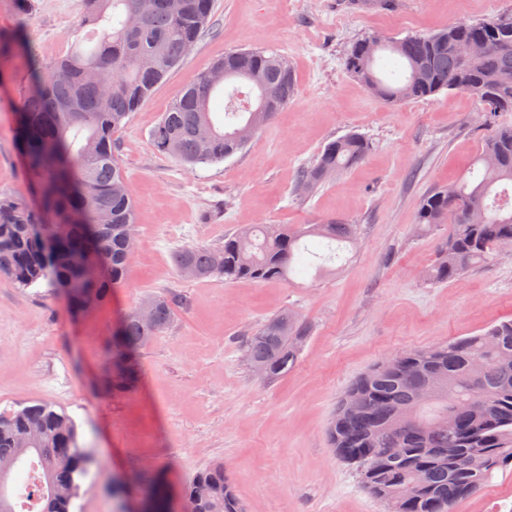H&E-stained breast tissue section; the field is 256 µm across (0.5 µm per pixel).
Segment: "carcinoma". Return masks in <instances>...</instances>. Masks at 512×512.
I'll use <instances>...</instances> for the list:
<instances>
[{
    "instance_id": "1",
    "label": "carcinoma",
    "mask_w": 512,
    "mask_h": 512,
    "mask_svg": "<svg viewBox=\"0 0 512 512\" xmlns=\"http://www.w3.org/2000/svg\"><path fill=\"white\" fill-rule=\"evenodd\" d=\"M213 0H82L76 37L60 57L43 62L26 43L24 26L0 34V70L25 60L19 146L37 189L38 205L25 197L0 199V274L20 288L40 282L64 291L68 306L90 312L123 285L134 252L136 204L114 152V136L179 67L210 25ZM480 41L485 51L463 58L456 44ZM388 52L405 79H382L375 64ZM348 73L375 96L398 102L455 90L474 97L490 115L512 112V16L460 21L429 34L390 39L378 46L356 40L344 58ZM256 77L279 86L283 97L270 111L253 105ZM295 82L288 62L263 49L224 53L201 71L151 130L155 150L191 168L240 152L236 130L265 128L292 102ZM369 141L349 134L328 141L298 184L312 191L338 172L358 165ZM424 197L415 223L446 224L448 235L426 277L447 283L487 262L497 247L512 245V125L485 139L469 177ZM355 224L328 219L294 227L253 224L224 235L219 246L173 252L178 273L198 279L264 283L290 281L305 269L324 268L350 247ZM60 249L53 261L44 242ZM177 296L153 295L132 307L101 349L105 385L114 394L132 386L139 352L169 325ZM151 307L153 319L138 311ZM308 337L291 310L268 319L244 345L251 368L270 380L288 371ZM327 436L336 456L356 470L363 488L385 512H453L498 472L512 466V319L478 336L443 346L404 351L398 364L378 363L362 373L340 401ZM371 462L357 470L351 459ZM26 458L41 475L25 481L23 498L36 512H72L93 465L79 427L46 403L0 411V512H17L6 481ZM411 487L409 497L401 489ZM139 494L153 512H244L224 467L197 473L183 488L180 506L154 479L141 476Z\"/></svg>"
}]
</instances>
